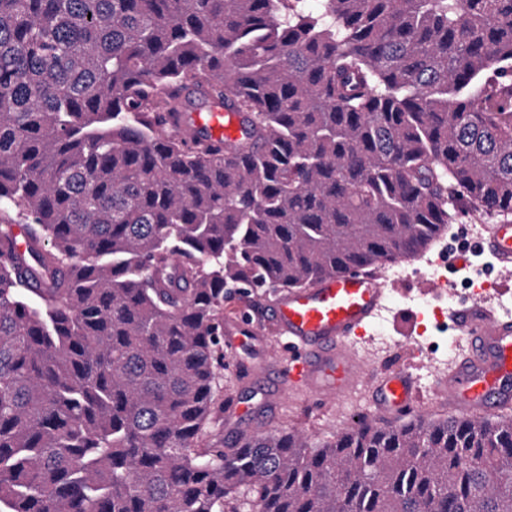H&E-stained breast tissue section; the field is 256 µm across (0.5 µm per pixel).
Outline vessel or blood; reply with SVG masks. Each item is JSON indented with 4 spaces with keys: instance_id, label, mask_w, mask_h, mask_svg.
Returning a JSON list of instances; mask_svg holds the SVG:
<instances>
[{
    "instance_id": "1",
    "label": "vessel or blood",
    "mask_w": 512,
    "mask_h": 512,
    "mask_svg": "<svg viewBox=\"0 0 512 512\" xmlns=\"http://www.w3.org/2000/svg\"><path fill=\"white\" fill-rule=\"evenodd\" d=\"M193 121L218 143L239 136V120L228 112L197 113ZM480 246L496 258L502 271H512L511 221L483 225ZM389 298L382 274L363 268L281 291L271 320L292 345L295 357L276 372L266 363L253 369L252 378L264 383L265 401L291 388L332 400L366 379L378 413L398 415L413 408L417 403L413 371L403 368L369 377L353 344L368 325L383 319ZM448 319L462 338L461 355L437 378L438 395L478 416L512 407V315L501 316L482 300L449 310ZM262 336L260 324L246 318L224 327L225 347L234 352L261 342Z\"/></svg>"
}]
</instances>
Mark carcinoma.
<instances>
[{
	"label": "carcinoma",
	"instance_id": "1",
	"mask_svg": "<svg viewBox=\"0 0 512 512\" xmlns=\"http://www.w3.org/2000/svg\"><path fill=\"white\" fill-rule=\"evenodd\" d=\"M468 209L512 216V0H0V512H512V419L223 431L225 301ZM197 127L205 129L212 140L222 144L225 140L233 141L239 137V120L229 112L215 110L191 115Z\"/></svg>",
	"mask_w": 512,
	"mask_h": 512
}]
</instances>
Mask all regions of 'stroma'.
Returning a JSON list of instances; mask_svg holds the SVG:
<instances>
[{"label": "stroma", "instance_id": "obj_1", "mask_svg": "<svg viewBox=\"0 0 512 512\" xmlns=\"http://www.w3.org/2000/svg\"><path fill=\"white\" fill-rule=\"evenodd\" d=\"M479 217L459 219L450 224L442 238L423 257L403 262L387 272L393 287V308L373 330L367 348L375 356L374 368L391 372L411 368L419 379L418 414L433 419L455 416L456 411L441 402L435 392L431 375L432 361L440 360L455 343V330L444 332L435 328V313L449 307L447 297L434 295L431 288L432 265L438 257L448 259V279L455 289H479L482 296L493 298L499 308L512 311V279L500 271L495 259L480 250L476 229ZM289 360L291 353L283 337L267 331L262 346L248 352L225 354L224 368L219 375L220 397L224 400L247 401L253 391L247 376L252 367L268 360L271 354ZM336 401L306 398L298 402L280 396L274 408L260 420L224 413V432L228 435L267 431H297L311 441L320 442L339 431Z\"/></svg>", "mask_w": 512, "mask_h": 512}]
</instances>
